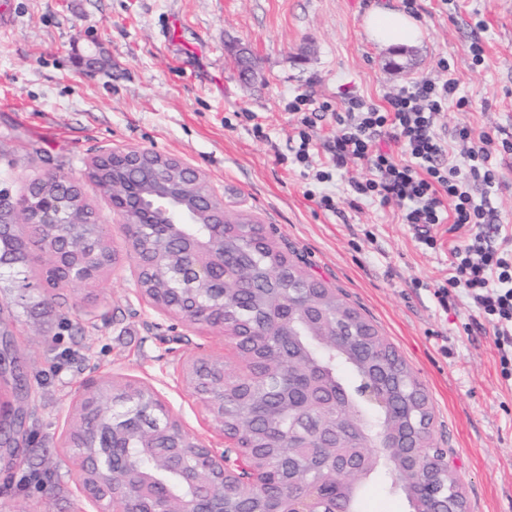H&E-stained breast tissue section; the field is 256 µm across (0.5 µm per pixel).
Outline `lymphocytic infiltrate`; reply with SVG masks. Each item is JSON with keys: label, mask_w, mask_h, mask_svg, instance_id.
Listing matches in <instances>:
<instances>
[{"label": "lymphocytic infiltrate", "mask_w": 512, "mask_h": 512, "mask_svg": "<svg viewBox=\"0 0 512 512\" xmlns=\"http://www.w3.org/2000/svg\"><path fill=\"white\" fill-rule=\"evenodd\" d=\"M336 113L333 163L342 169L365 165L358 195L388 204L399 202L403 223L411 225L427 248H435L436 224H450L465 237L451 250L450 277L436 297L448 306L453 289L466 290L479 317L492 328L499 351L500 375L512 381V249L497 245L501 225L493 221L491 193L498 187L493 159L512 154V134L475 133L465 124L449 132L436 127L448 107H470L461 81L439 74L401 87L375 106L346 94ZM459 154H452L451 144Z\"/></svg>", "instance_id": "f902f5d3"}]
</instances>
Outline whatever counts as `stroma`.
<instances>
[{"label":"stroma","instance_id":"obj_1","mask_svg":"<svg viewBox=\"0 0 512 512\" xmlns=\"http://www.w3.org/2000/svg\"><path fill=\"white\" fill-rule=\"evenodd\" d=\"M10 2L12 22L0 30V189L15 200L33 180L68 177L120 262L93 283L67 287L63 307L41 302L45 254L28 256L30 288L0 280L29 391L24 432L14 454L0 456V512L20 502L37 512L86 508L60 438L93 380L150 386L191 438L231 445L181 368L200 350L235 367L233 340L170 327L142 302L123 221L87 177L93 158L130 148L199 170L228 217L263 224L305 271L342 292L422 384L431 445L451 464L467 512H512V383L500 376L491 330L464 332L466 295L448 310L434 295L459 233L435 225L437 247L427 248L399 205L355 195L351 184L365 167L335 170L331 151L343 89L380 106L386 94L438 75L443 61L472 105L449 107L438 128L512 132V0H417L423 36L413 47L381 46L365 32L375 6L403 0ZM475 41L484 49L479 65L468 50ZM93 52L101 64L91 73L82 58ZM297 95L320 110L306 170L293 160L298 129L287 104ZM318 170L331 181L314 180ZM325 193L340 199L338 211L319 205Z\"/></svg>","mask_w":512,"mask_h":512}]
</instances>
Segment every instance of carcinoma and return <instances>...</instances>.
I'll return each mask as SVG.
<instances>
[{
	"label": "carcinoma",
	"mask_w": 512,
	"mask_h": 512,
	"mask_svg": "<svg viewBox=\"0 0 512 512\" xmlns=\"http://www.w3.org/2000/svg\"><path fill=\"white\" fill-rule=\"evenodd\" d=\"M127 174L121 168L94 163L88 178L108 195L112 182ZM70 218L88 224L87 231L95 236L98 250L112 252L106 230L92 222L94 212L84 196L73 197ZM69 230L68 224L56 225L51 235L37 224H28L18 232L1 228L0 277L16 274L14 265L25 261L33 247L52 254ZM138 242L148 262L141 276L143 293L165 304L168 289L181 284L164 279L160 265L151 266L149 262L174 253V247L149 232ZM227 246L236 253L239 272L248 280V287L240 288L231 280L224 285V326L250 330L252 335L245 338L239 365L223 369V412L218 419L228 430L244 434L243 447L229 448L225 454L257 456L260 466L277 477L285 507L301 510L310 505L317 512H364L367 487L379 483L387 494L404 498L410 512H422L423 503L413 479L394 476L398 451L380 447L387 434L411 427L429 432L432 413L420 383L396 351L378 336L374 326L340 293L331 289L310 291L316 279L273 240H255L247 229L241 228ZM317 301L322 303L327 320L356 334L347 347L339 348L333 337L312 330L305 317L306 308ZM303 368L317 369L343 406L333 412L320 406L324 389L316 387L311 390L308 411L293 417L288 404L295 392L288 393L286 389ZM364 379L378 384L390 398L388 405L358 398L356 382ZM112 425L122 448L149 477L145 484L125 482L117 473L106 475L103 486L112 490V512L170 508L178 499L201 491L198 484L190 486L184 475L196 467L192 448H185L182 464L177 468L161 463L162 448L169 442L167 419L155 408L153 395L147 389L117 391ZM323 442L339 446L346 454L376 447L378 461L365 471L360 482L346 475L327 480L312 476L306 486L294 487ZM427 465L443 484L457 485L443 453L430 450ZM229 506L241 512H267L269 504L263 493L249 491L232 493Z\"/></svg>",
	"instance_id": "cac0c4a2"
}]
</instances>
